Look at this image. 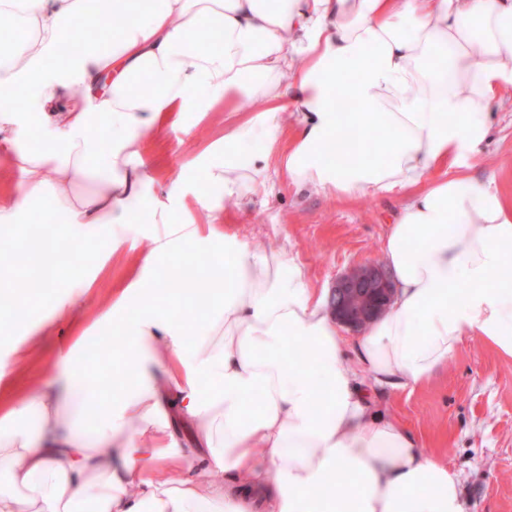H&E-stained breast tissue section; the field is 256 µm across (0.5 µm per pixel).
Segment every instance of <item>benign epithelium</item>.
<instances>
[{
	"mask_svg": "<svg viewBox=\"0 0 512 512\" xmlns=\"http://www.w3.org/2000/svg\"><path fill=\"white\" fill-rule=\"evenodd\" d=\"M394 286L382 264L354 265L336 278L329 307L336 322L359 334L389 309Z\"/></svg>",
	"mask_w": 512,
	"mask_h": 512,
	"instance_id": "7a95c632",
	"label": "benign epithelium"
}]
</instances>
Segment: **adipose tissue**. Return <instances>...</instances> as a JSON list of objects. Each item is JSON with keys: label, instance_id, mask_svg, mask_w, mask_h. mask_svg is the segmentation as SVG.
I'll return each instance as SVG.
<instances>
[{"label": "adipose tissue", "instance_id": "obj_1", "mask_svg": "<svg viewBox=\"0 0 512 512\" xmlns=\"http://www.w3.org/2000/svg\"><path fill=\"white\" fill-rule=\"evenodd\" d=\"M0 12L14 18L0 41V229L37 252L152 244L99 315L123 343L112 385L68 352L59 392L32 391L0 418V512H464L455 473L378 397L428 386L470 332L512 359V201L468 172L512 88V0H106L94 13L86 0H0ZM81 21L100 45L55 61ZM203 31L212 41L190 45ZM246 98L260 109L244 112ZM189 112L227 119L163 200L147 139ZM347 133L375 151L344 155ZM200 168L205 229L181 213ZM277 179L402 194L383 243L394 300L357 339L287 248L225 231V198ZM49 210L61 235L27 237ZM189 245L209 258L192 342L185 302L163 288ZM58 274L72 289L46 327L82 303L81 269ZM51 286L17 273L0 290V334L26 314L18 297ZM19 419L34 428L11 429Z\"/></svg>", "mask_w": 512, "mask_h": 512}]
</instances>
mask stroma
<instances>
[{"instance_id": "1", "label": "stroma", "mask_w": 512, "mask_h": 512, "mask_svg": "<svg viewBox=\"0 0 512 512\" xmlns=\"http://www.w3.org/2000/svg\"><path fill=\"white\" fill-rule=\"evenodd\" d=\"M205 135L204 123L192 117L185 128L149 141L150 151L161 160L155 172L157 191H164L194 140ZM469 172L478 179L495 175L512 200V103L495 108L490 134L470 159ZM401 203L396 192L345 199L278 183L246 204L225 199L224 228L260 249L287 247L313 285L328 289L349 266L382 261L383 238ZM73 248L96 257L84 270L88 302L77 324L61 323L50 332L36 328L43 299L29 304L25 321L12 335L0 337V362L7 366L0 394L55 386L64 345L96 366L100 379L108 378L112 363L98 352L102 337L95 320L100 309L111 306L113 289L136 278L138 259L150 245L141 238L111 251L80 240ZM385 399L423 447L457 474L465 512H512V360L468 335L447 371L429 386L392 392Z\"/></svg>"}]
</instances>
